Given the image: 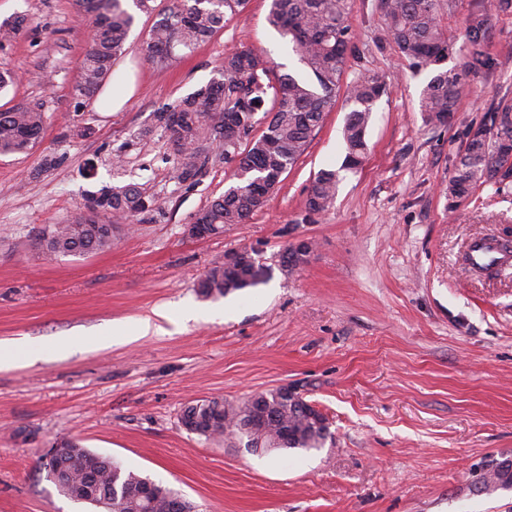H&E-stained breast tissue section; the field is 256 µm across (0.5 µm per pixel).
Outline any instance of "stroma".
<instances>
[{
	"label": "stroma",
	"mask_w": 512,
	"mask_h": 512,
	"mask_svg": "<svg viewBox=\"0 0 512 512\" xmlns=\"http://www.w3.org/2000/svg\"><path fill=\"white\" fill-rule=\"evenodd\" d=\"M171 4L137 14L110 74L132 94L115 110L74 94L90 49L76 0H0V23L27 18L0 44V71L17 77L0 111L45 114L33 148L0 155V345L10 359L0 369V512H94L47 476L44 455L63 439L199 512H512V486L489 493L480 483L512 460V264L490 277L464 262L472 239L512 231V185L479 187L453 210L447 196L470 130L512 102V16L492 30L495 65L475 76L474 95L448 126L428 127L418 104L434 68L414 67L386 40L378 0H351L345 77L389 82L362 165L340 168L350 107L337 98L262 211L195 240L185 225L231 172L213 157L193 185L176 184L155 112L208 83L236 47L266 53L278 73H310L268 24L270 0H250L158 66L141 44ZM336 168L333 206L309 213L316 174ZM130 183L153 197L150 215L117 230L108 251L42 260L41 229L86 216L89 192ZM300 238L312 243L308 264L283 271L285 247ZM254 247L273 270L267 284L197 294L226 253ZM284 385L326 417L324 447L264 453L181 424L191 401L238 403Z\"/></svg>",
	"instance_id": "obj_1"
}]
</instances>
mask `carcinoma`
<instances>
[{
  "mask_svg": "<svg viewBox=\"0 0 512 512\" xmlns=\"http://www.w3.org/2000/svg\"><path fill=\"white\" fill-rule=\"evenodd\" d=\"M82 0L93 18L94 39L87 52L74 94L91 100L108 77L112 60L124 50L135 22L134 11L153 10L151 0ZM249 0H175L156 22L143 43L146 58L165 65L177 51H193L224 28L226 17L242 13ZM440 0H379L384 32L400 54L416 66H432L448 56L450 44L439 18ZM350 0H270L268 22L289 39L313 79L276 75L269 61L244 46L224 54L219 77L156 113L158 127L178 135L179 149L171 178L179 184L194 180L206 152L223 146L224 162L233 164L232 184L224 194L201 208L192 223L214 234L227 224H244L266 204L282 174L304 154L320 127L324 112L339 93L351 105L343 127L346 154L342 169L358 168L366 151V129L374 104L387 94V83L361 76L347 83L343 76L354 48L349 23ZM512 15V0H483L481 9L464 19L463 57L459 70H439L423 88L419 112L427 126H445L463 97L473 93L471 76L494 66L488 36L494 22ZM25 19L0 25V40L9 41L24 29ZM44 113L35 107L0 112V155L31 149L44 127ZM339 172L317 173L307 198L316 214L335 201ZM512 183V103L498 106L491 128L480 127L469 136L448 182V211L480 186ZM111 216L133 221L153 210V200L135 185L90 193ZM114 225L51 224L37 235V246L47 261L80 257L112 247ZM271 269L252 255L229 268L211 267L197 283L198 294L218 299L265 283ZM181 420L195 421L192 433L207 439H237L247 448L318 449L330 435L325 416L304 400L285 399L280 390L259 394L253 401L222 399L192 401ZM61 457L46 464L47 475L65 497L104 507L112 512H175L180 496L147 477L92 453L71 439L61 440ZM150 496H139L146 484ZM512 485V464L502 461L482 477V488L493 491ZM182 500V499H180ZM183 509L196 512L184 499Z\"/></svg>",
  "mask_w": 512,
  "mask_h": 512,
  "instance_id": "1",
  "label": "carcinoma"
}]
</instances>
